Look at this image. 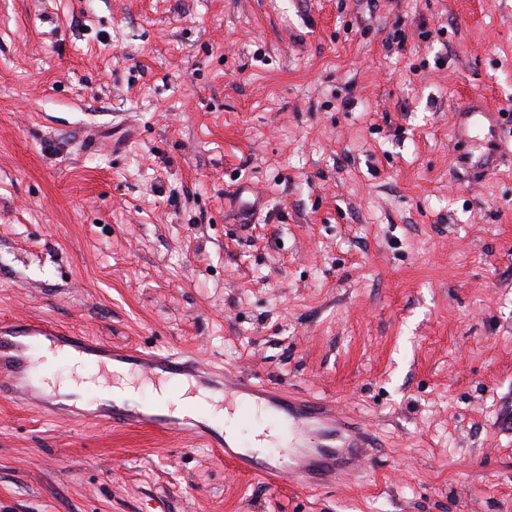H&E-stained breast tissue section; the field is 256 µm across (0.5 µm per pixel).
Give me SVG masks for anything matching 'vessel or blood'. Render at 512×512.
I'll use <instances>...</instances> for the list:
<instances>
[{
	"mask_svg": "<svg viewBox=\"0 0 512 512\" xmlns=\"http://www.w3.org/2000/svg\"><path fill=\"white\" fill-rule=\"evenodd\" d=\"M47 350L78 354L97 369L106 390L111 387L114 367L122 365L152 381L174 375H204L194 359L179 353L117 348L42 320L4 321L0 323L1 401L20 399L51 411L78 412L77 403L40 385L38 373ZM211 386L224 397H244L254 408L271 413L282 423L287 441L265 453L244 450L238 440L218 435L193 417L178 418L157 406L133 407L113 398L97 406L94 418L113 429L150 428L171 435L186 432L207 437L213 447L223 449L225 459L238 470L270 483L296 479L302 471L306 474L304 487L319 488L331 484L337 472L354 470L362 456V433L345 427L332 401L292 398L248 374L225 376L212 381Z\"/></svg>",
	"mask_w": 512,
	"mask_h": 512,
	"instance_id": "vessel-or-blood-1",
	"label": "vessel or blood"
}]
</instances>
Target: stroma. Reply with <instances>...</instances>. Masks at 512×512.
Returning a JSON list of instances; mask_svg holds the SVG:
<instances>
[{"instance_id":"1","label":"stroma","mask_w":512,"mask_h":512,"mask_svg":"<svg viewBox=\"0 0 512 512\" xmlns=\"http://www.w3.org/2000/svg\"><path fill=\"white\" fill-rule=\"evenodd\" d=\"M1 319L373 440L305 492L0 402V512H512V0H0Z\"/></svg>"}]
</instances>
